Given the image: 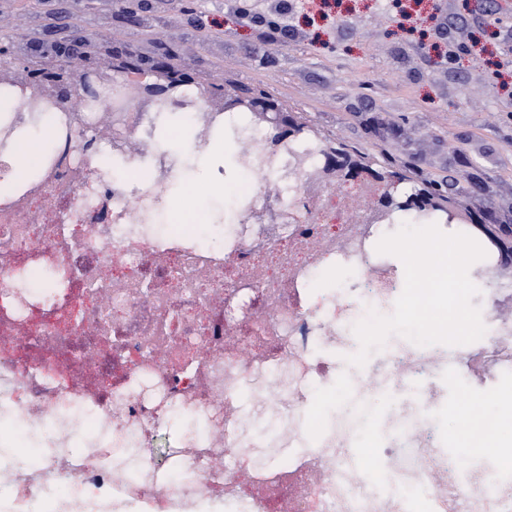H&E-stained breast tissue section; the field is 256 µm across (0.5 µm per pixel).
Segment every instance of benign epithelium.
<instances>
[{
  "instance_id": "1",
  "label": "benign epithelium",
  "mask_w": 512,
  "mask_h": 512,
  "mask_svg": "<svg viewBox=\"0 0 512 512\" xmlns=\"http://www.w3.org/2000/svg\"><path fill=\"white\" fill-rule=\"evenodd\" d=\"M53 28L60 37L53 39L51 45L66 61L68 76L59 79L52 72L36 76L25 65L0 68V85L30 91L28 102L24 105L27 113L43 112L54 103L66 99L70 105V122L76 124L81 120L82 107L89 101L99 100L105 93L109 94L116 108L134 100L143 111L151 112L166 103H174L172 93L180 80L197 82L190 71L174 67L165 53L136 56L138 68L149 74L150 79H122L118 73L123 70L121 63L126 55H116L106 46L101 54L91 57L87 54L88 41L85 37L76 35L75 31L57 21ZM204 96L206 108L199 119L200 136L206 137L211 115L216 112H249L256 125L274 131L273 137L262 144L257 154V157L268 162L274 161L281 148L304 133L320 137V133L307 125L299 113L288 109L275 97L243 90L222 74L208 79L204 84ZM122 121L121 113H102L98 137L110 140L113 147L123 153L142 152L140 144L120 135ZM322 143V163L313 169L302 195V207L306 213L310 214L317 208L324 186L347 184L356 185L361 190L360 194L344 202L346 209L359 223L389 224L399 208L424 218L443 213L448 223H470L481 232L498 255V262L490 269L489 276L496 280L512 281L511 224L474 222L471 216L443 206L440 198L429 191L425 184L410 193L399 195L396 188L403 178L398 173L375 167L363 154L341 143L330 139H324ZM279 194L278 184H268V203L252 211L248 215L249 222L265 225L269 233L277 225L286 223V214L278 205Z\"/></svg>"
}]
</instances>
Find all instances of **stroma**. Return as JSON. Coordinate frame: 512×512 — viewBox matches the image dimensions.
Returning <instances> with one entry per match:
<instances>
[{
    "label": "stroma",
    "mask_w": 512,
    "mask_h": 512,
    "mask_svg": "<svg viewBox=\"0 0 512 512\" xmlns=\"http://www.w3.org/2000/svg\"><path fill=\"white\" fill-rule=\"evenodd\" d=\"M144 0L135 17L122 0L91 14L82 0H51L20 7L0 0V10L21 12L23 34L14 55L0 65L30 58L50 10H63L78 34L111 30L113 51L158 52L173 47L178 66L199 78L217 69L236 84L263 89L317 128L386 170L402 173L400 191L440 184L442 203L487 224L512 225V91L495 86L484 61L457 64L441 55L449 41L468 42L484 28L487 13L512 16V0H422L409 19L386 13L379 0H334L309 16L296 0L288 35L267 44L266 29L249 23L269 0ZM191 416L170 418L139 453L167 467L162 444L178 446Z\"/></svg>",
    "instance_id": "obj_1"
}]
</instances>
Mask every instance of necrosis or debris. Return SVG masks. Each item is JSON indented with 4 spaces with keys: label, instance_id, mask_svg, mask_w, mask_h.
<instances>
[{
    "label": "necrosis or debris",
    "instance_id": "4bbe7bcc",
    "mask_svg": "<svg viewBox=\"0 0 512 512\" xmlns=\"http://www.w3.org/2000/svg\"><path fill=\"white\" fill-rule=\"evenodd\" d=\"M56 148L34 178L11 180L0 163V315L23 333L22 347L0 348V408L9 407L37 427L44 415L101 416L100 443L41 455L6 467L8 487L0 512H35L45 493L70 490L84 512H198L202 504L224 512H512V475L463 465L439 441L428 414L441 400L436 381L460 374L477 381L512 377V316L499 313L510 288H491L481 304L485 336L474 343L386 346L363 368L344 358L357 352L355 323L369 310L392 313L404 288L391 255L378 253L381 224H358L327 207L279 225L271 235L244 223L265 202L263 190L243 185L222 243L203 245L196 224L167 225L168 189L179 169L160 142V113H132L129 135L152 150L120 154L111 142L92 155L74 148L94 137L100 112H84L70 125L66 110L51 108ZM213 130L230 143H262L272 132L248 112L216 114ZM321 163L310 135L291 142L267 167L241 163L257 180L279 178L281 206L296 210L303 174L289 175L293 154ZM111 157L100 192L69 180L68 169L97 168ZM99 251L112 259L110 279L74 267L72 251ZM52 278L42 288H14L24 269ZM353 274L349 287L329 289L320 305L311 290L323 270ZM109 331L102 358L112 386L81 390L57 371L80 364L94 330ZM347 380L339 407L311 427L314 392ZM259 399L244 410V390ZM391 403L375 407L381 396ZM176 413L197 416L207 434L186 435L171 469L141 464L116 478L111 437L116 430L150 436ZM379 422L377 449L361 440ZM222 467H213L215 456Z\"/></svg>",
    "mask_w": 512,
    "mask_h": 512
}]
</instances>
